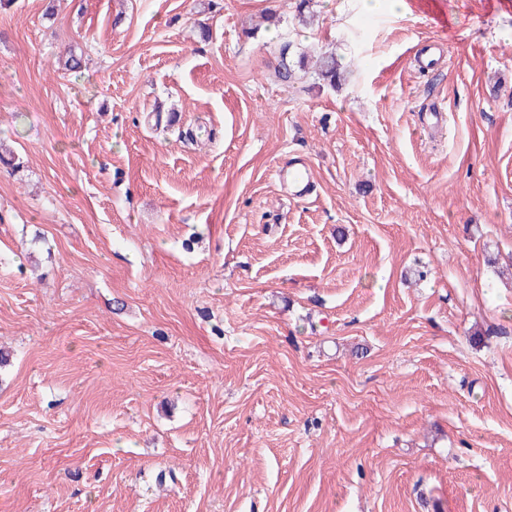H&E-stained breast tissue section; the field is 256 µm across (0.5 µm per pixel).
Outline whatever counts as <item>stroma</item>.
I'll return each mask as SVG.
<instances>
[{"label":"stroma","instance_id":"1","mask_svg":"<svg viewBox=\"0 0 512 512\" xmlns=\"http://www.w3.org/2000/svg\"><path fill=\"white\" fill-rule=\"evenodd\" d=\"M297 4L0 8V512H512V0ZM315 72L322 81L329 86H336L339 80L338 64L336 58L332 54H321L315 61ZM292 164L280 171V177L288 181L293 189V196L306 197L312 189V177L308 165L298 158Z\"/></svg>","mask_w":512,"mask_h":512}]
</instances>
